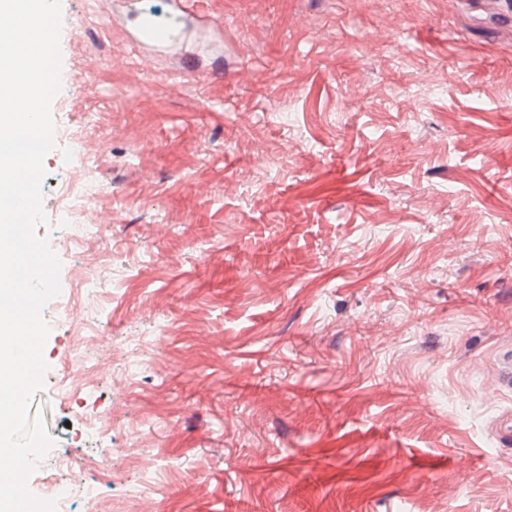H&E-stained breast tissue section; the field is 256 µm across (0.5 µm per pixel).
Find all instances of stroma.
Segmentation results:
<instances>
[{
    "instance_id": "stroma-1",
    "label": "stroma",
    "mask_w": 512,
    "mask_h": 512,
    "mask_svg": "<svg viewBox=\"0 0 512 512\" xmlns=\"http://www.w3.org/2000/svg\"><path fill=\"white\" fill-rule=\"evenodd\" d=\"M61 6L30 493L63 460L69 512H512V0H191L207 76ZM72 203L71 213L74 224L72 225L71 239L78 244H83L92 234L96 225L90 223L91 207L81 202V196L76 195Z\"/></svg>"
}]
</instances>
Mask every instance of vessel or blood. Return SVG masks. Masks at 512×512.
I'll list each match as a JSON object with an SVG mask.
<instances>
[{
    "label": "vessel or blood",
    "mask_w": 512,
    "mask_h": 512,
    "mask_svg": "<svg viewBox=\"0 0 512 512\" xmlns=\"http://www.w3.org/2000/svg\"><path fill=\"white\" fill-rule=\"evenodd\" d=\"M171 18L157 20L141 13L135 0H125L123 17L130 24L133 44L150 53H166L188 43V31L182 26L188 18V0H169Z\"/></svg>",
    "instance_id": "1"
}]
</instances>
